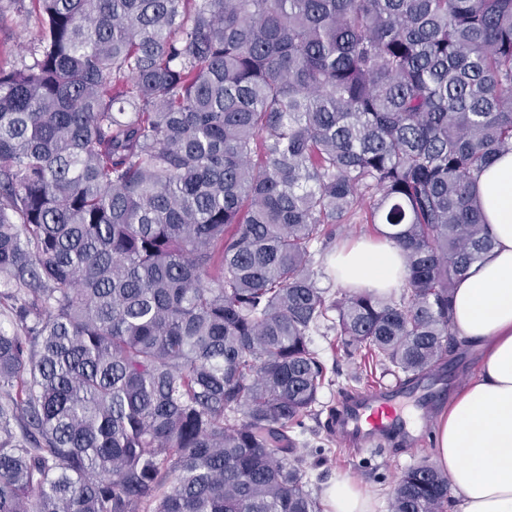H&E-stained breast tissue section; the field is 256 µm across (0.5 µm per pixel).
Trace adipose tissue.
<instances>
[{
  "label": "adipose tissue",
  "instance_id": "adipose-tissue-1",
  "mask_svg": "<svg viewBox=\"0 0 512 512\" xmlns=\"http://www.w3.org/2000/svg\"><path fill=\"white\" fill-rule=\"evenodd\" d=\"M476 194L495 247L458 283L452 331L483 359L438 416L434 461L456 492L454 512H512V154L489 166ZM331 266L351 290L385 293L405 278L402 250L387 242L357 241Z\"/></svg>",
  "mask_w": 512,
  "mask_h": 512
}]
</instances>
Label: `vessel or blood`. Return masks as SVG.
Here are the masks:
<instances>
[{
    "label": "vessel or blood",
    "mask_w": 512,
    "mask_h": 512,
    "mask_svg": "<svg viewBox=\"0 0 512 512\" xmlns=\"http://www.w3.org/2000/svg\"><path fill=\"white\" fill-rule=\"evenodd\" d=\"M408 398L418 407L425 402L424 397H412L407 390L382 388L359 392L348 401L340 416L341 436L370 449L379 446L389 435L416 430V418L405 410L404 401Z\"/></svg>",
    "instance_id": "obj_1"
}]
</instances>
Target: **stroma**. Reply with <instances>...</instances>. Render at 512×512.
<instances>
[{
	"mask_svg": "<svg viewBox=\"0 0 512 512\" xmlns=\"http://www.w3.org/2000/svg\"><path fill=\"white\" fill-rule=\"evenodd\" d=\"M37 32L34 22L29 21L27 12L18 10L12 0H0V66L8 67L17 61L15 41L19 35L34 37ZM335 334H314L313 346L319 352L327 367H339L341 376L337 385L323 389L315 406V413L306 421L307 431L303 442L323 441L338 450L337 455L328 456L320 466L310 468L312 489L323 494L326 487L336 481L348 479L358 484L377 501V512H390V491L393 482L404 469L421 462L432 461L434 426L431 423L420 425L413 437L403 438L401 446L384 445L369 453L353 454L340 450V441L330 430L331 411L339 403L343 390L354 388L351 375L353 364L337 359L333 343ZM480 368L477 350L463 348L456 366L448 370V389L440 393L438 399L429 405L428 413L437 416L447 407L454 392L469 378L476 376Z\"/></svg>",
	"mask_w": 512,
	"mask_h": 512,
	"instance_id": "35a3bbf8",
	"label": "stroma"
}]
</instances>
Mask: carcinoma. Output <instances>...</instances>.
Returning <instances> with one entry per match:
<instances>
[{
	"label": "carcinoma",
	"instance_id": "1",
	"mask_svg": "<svg viewBox=\"0 0 512 512\" xmlns=\"http://www.w3.org/2000/svg\"><path fill=\"white\" fill-rule=\"evenodd\" d=\"M0 67V512H323L311 336L410 385L495 242L512 0H36ZM399 297L320 286L357 217ZM422 463L391 512H452Z\"/></svg>",
	"mask_w": 512,
	"mask_h": 512
}]
</instances>
